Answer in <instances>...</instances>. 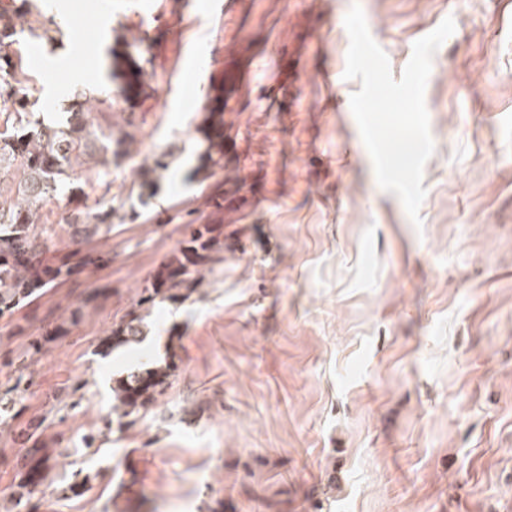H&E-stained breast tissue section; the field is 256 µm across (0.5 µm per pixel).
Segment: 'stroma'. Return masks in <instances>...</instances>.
<instances>
[{"label": "stroma", "mask_w": 512, "mask_h": 512, "mask_svg": "<svg viewBox=\"0 0 512 512\" xmlns=\"http://www.w3.org/2000/svg\"><path fill=\"white\" fill-rule=\"evenodd\" d=\"M355 2L396 77L455 21L425 91L419 230L350 108ZM30 4L59 25L11 48L44 121L83 92L90 121L127 142L37 212L45 262L98 265L0 316V512H512V0ZM122 34L146 59L134 102L106 78ZM219 93L230 135L205 179L197 127ZM222 178L237 192L220 262L148 319L169 385L114 424L112 376L137 353L105 340L211 219ZM87 206L111 209V229L75 235L65 219ZM33 423L52 471L19 504Z\"/></svg>", "instance_id": "obj_1"}]
</instances>
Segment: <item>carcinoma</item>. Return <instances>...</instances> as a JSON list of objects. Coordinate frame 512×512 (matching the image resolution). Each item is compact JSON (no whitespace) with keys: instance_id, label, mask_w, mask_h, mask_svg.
<instances>
[{"instance_id":"obj_1","label":"carcinoma","mask_w":512,"mask_h":512,"mask_svg":"<svg viewBox=\"0 0 512 512\" xmlns=\"http://www.w3.org/2000/svg\"><path fill=\"white\" fill-rule=\"evenodd\" d=\"M31 14L29 0L0 3V114H5L13 132L0 137V170L14 168L17 180H0V316L9 313L24 300L32 301L41 288L64 280L78 268L96 262L87 254L76 264L62 262L47 265L41 259L45 225L36 219L37 205L60 190L73 165L85 158L107 168L112 165V127H94L86 119L83 105L71 112L66 121L46 125L35 117L37 101L22 92L25 79L21 59L8 51L17 42ZM125 42L108 52V80L119 85L120 92L133 100L145 93V70L139 58ZM204 150L198 158L197 173L208 178L224 169V107L208 110L200 128ZM82 225V232L95 234L102 224L112 225V210H79L68 225ZM224 222L202 224L193 230L189 245L172 255L153 276L151 287L143 290L137 306L142 313L112 330V348L135 346L146 339L145 313L156 301H185L204 279L203 271L217 262L213 253L224 247ZM173 364H155L148 360L132 364L112 386V420L118 426L140 412L164 393L172 376ZM47 449L38 442L25 449L21 468L25 469L16 485L17 501L28 500L47 478L50 470Z\"/></svg>"}]
</instances>
